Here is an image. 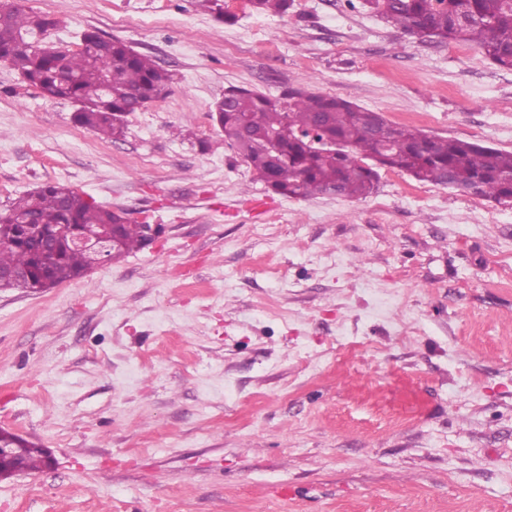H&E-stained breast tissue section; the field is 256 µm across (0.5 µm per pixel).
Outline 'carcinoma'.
I'll return each instance as SVG.
<instances>
[{"label":"carcinoma","mask_w":512,"mask_h":512,"mask_svg":"<svg viewBox=\"0 0 512 512\" xmlns=\"http://www.w3.org/2000/svg\"><path fill=\"white\" fill-rule=\"evenodd\" d=\"M254 11L284 15L292 0H250ZM400 29L440 43H472L490 61L512 69V0H359ZM46 14L11 6L0 15V62L20 71L49 98L78 104L73 120L111 139L123 132V117L165 93L170 73L124 42L108 39L95 54H61L43 42L55 27ZM216 120L224 138L243 157L257 179L273 193L295 198L318 197L330 188L349 199L371 194L381 168L397 169L418 181L475 193L498 203L512 201V152L479 142L431 136L398 126L336 96L290 88L269 97L231 86L216 103ZM386 127L385 139L373 136L374 120ZM18 219L46 229L60 224L114 225L112 259L145 248L144 225L65 185L47 184L25 193L0 212V270L26 269L28 280L7 279L3 289L37 291L46 269L57 285L81 278L93 256L59 241L54 251L32 240L16 239ZM25 471L48 463L45 448L24 440L12 449Z\"/></svg>","instance_id":"obj_1"}]
</instances>
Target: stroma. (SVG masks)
I'll return each instance as SVG.
<instances>
[{
	"mask_svg": "<svg viewBox=\"0 0 512 512\" xmlns=\"http://www.w3.org/2000/svg\"><path fill=\"white\" fill-rule=\"evenodd\" d=\"M147 54L168 92L103 140L0 63V210L60 183L151 247L0 290V428L46 467L0 512H512V204L380 169L348 199L271 193L212 118L300 88L512 151V70L347 0H15Z\"/></svg>",
	"mask_w": 512,
	"mask_h": 512,
	"instance_id": "1",
	"label": "stroma"
}]
</instances>
